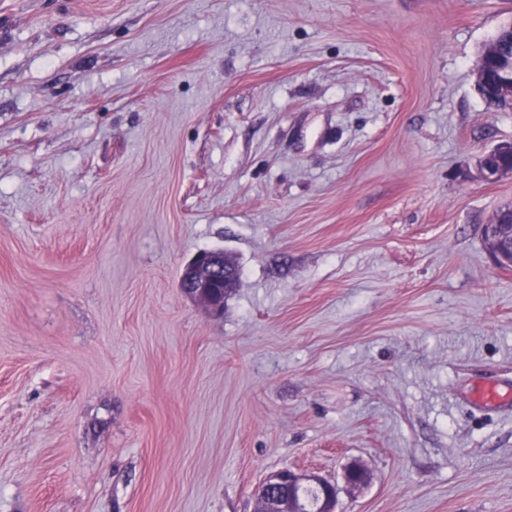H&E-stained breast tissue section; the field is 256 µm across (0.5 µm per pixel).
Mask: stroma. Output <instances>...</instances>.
I'll return each instance as SVG.
<instances>
[{
	"label": "stroma",
	"mask_w": 512,
	"mask_h": 512,
	"mask_svg": "<svg viewBox=\"0 0 512 512\" xmlns=\"http://www.w3.org/2000/svg\"><path fill=\"white\" fill-rule=\"evenodd\" d=\"M512 0H0V512H512ZM203 250L222 314L185 297ZM496 384L506 400L473 405ZM354 463L368 471L344 481ZM492 66L497 77L494 83L488 84L485 71ZM475 86L485 102L492 100L495 110L512 112V53H501L497 36L480 54L475 69ZM504 176H512V142L497 145L476 162V177L480 180L495 181ZM486 250L499 266L512 267V225L500 224L497 215L491 224H484ZM236 279V271L228 264L224 253L203 251L183 269L182 293L208 312L219 315L224 311V299ZM312 488L320 492L321 510L335 512L336 485L321 478L315 473H297L290 469H282L271 474L255 492V508L253 512H303L300 500L302 490ZM309 510L318 507L315 492L307 491L303 496Z\"/></svg>",
	"instance_id": "obj_1"
}]
</instances>
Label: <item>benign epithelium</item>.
Returning a JSON list of instances; mask_svg holds the SVG:
<instances>
[{
  "label": "benign epithelium",
  "mask_w": 512,
  "mask_h": 512,
  "mask_svg": "<svg viewBox=\"0 0 512 512\" xmlns=\"http://www.w3.org/2000/svg\"><path fill=\"white\" fill-rule=\"evenodd\" d=\"M490 66L497 72L492 84L485 79V71ZM475 86L483 100L493 101L497 110L512 112V53H501L495 40L480 54L475 69ZM504 176H512V142L497 145L476 162L477 178L495 181ZM483 238L495 263L512 267V225L501 224L495 218L483 225ZM236 279V271L228 264L224 253L203 251L183 269L182 293L208 312L220 315L224 311V299ZM307 488L320 492L323 512H335L336 485L314 473H297L290 469L271 474L258 487L253 512H304L300 493Z\"/></svg>",
  "instance_id": "1"
}]
</instances>
